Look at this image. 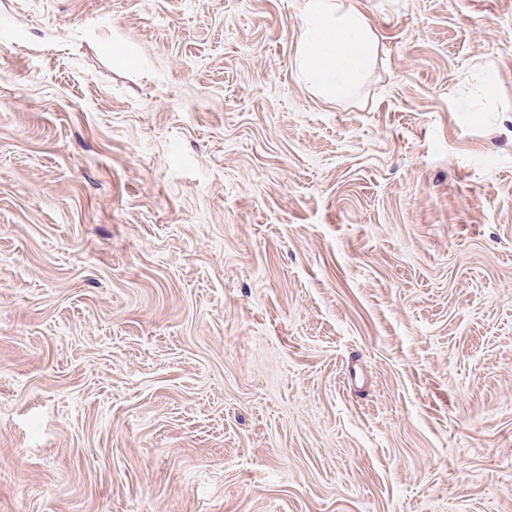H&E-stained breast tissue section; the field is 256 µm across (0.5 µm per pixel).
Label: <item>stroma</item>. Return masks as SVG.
Masks as SVG:
<instances>
[{"mask_svg": "<svg viewBox=\"0 0 512 512\" xmlns=\"http://www.w3.org/2000/svg\"><path fill=\"white\" fill-rule=\"evenodd\" d=\"M0 0V512H512V0ZM344 0H306L302 75L325 95L342 93L340 81L356 78L376 45L362 17Z\"/></svg>", "mask_w": 512, "mask_h": 512, "instance_id": "35a3bbf8", "label": "stroma"}]
</instances>
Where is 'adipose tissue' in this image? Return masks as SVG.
<instances>
[{"label": "adipose tissue", "instance_id": "adipose-tissue-1", "mask_svg": "<svg viewBox=\"0 0 512 512\" xmlns=\"http://www.w3.org/2000/svg\"><path fill=\"white\" fill-rule=\"evenodd\" d=\"M302 20V75L323 94L342 93L376 49L368 27L343 0H306Z\"/></svg>", "mask_w": 512, "mask_h": 512}]
</instances>
